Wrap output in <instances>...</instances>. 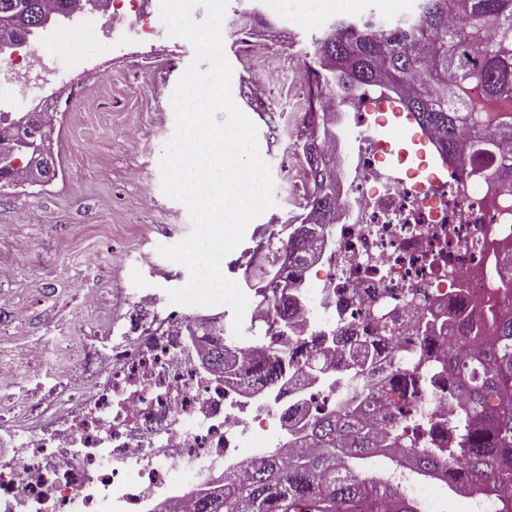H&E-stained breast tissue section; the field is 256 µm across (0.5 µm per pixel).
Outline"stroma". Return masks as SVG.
<instances>
[{
	"instance_id": "35a3bbf8",
	"label": "stroma",
	"mask_w": 512,
	"mask_h": 512,
	"mask_svg": "<svg viewBox=\"0 0 512 512\" xmlns=\"http://www.w3.org/2000/svg\"><path fill=\"white\" fill-rule=\"evenodd\" d=\"M414 7L415 0H229L226 15L246 24L254 12H263L268 20L263 28L268 46L276 55L297 60L312 52L313 38L327 28L332 14L367 15L394 8L409 14ZM223 49L232 67L236 105L243 109L254 99L269 106V116L258 124L257 132L276 201L249 223L242 243L221 262L222 274L238 283L242 270L237 260L255 248L260 230L272 219L283 224L289 219L283 201L290 190L285 168L293 141L280 128L288 125L302 135L307 129L289 74L272 82L262 72H243L233 31H225ZM194 57V47L187 43L178 65L159 63L149 71L129 62L113 65L108 82L90 78L85 123L72 129L59 127L54 134L53 156L57 163L68 165L67 182L49 193L38 185L22 191L0 190V302L8 300L30 312L26 322L14 325L9 340H0V361H12L16 350L27 345L52 350L58 326L80 311L84 278L94 279L101 290L99 315L82 324L85 336L118 314V287L133 293L149 288L163 299L168 290L187 284L188 269L157 254L159 246L176 244L192 229L186 206L163 195L159 163L175 129L171 96ZM155 70L168 78L159 95L151 93L147 84ZM132 124L141 130L135 142L125 137ZM133 164L141 169L142 184L157 193L160 206L156 210L139 208L141 184L125 176ZM146 251L156 254L154 267L140 265L139 255ZM117 255L126 265V276L119 282L112 279V260Z\"/></svg>"
}]
</instances>
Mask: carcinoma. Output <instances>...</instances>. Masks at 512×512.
Here are the masks:
<instances>
[{"label":"carcinoma","instance_id":"cac0c4a2","mask_svg":"<svg viewBox=\"0 0 512 512\" xmlns=\"http://www.w3.org/2000/svg\"><path fill=\"white\" fill-rule=\"evenodd\" d=\"M74 0H27V20L34 24L49 9L66 11ZM477 27L487 36L471 40L466 29ZM316 65H329L351 84L381 86L396 80L394 93L414 112L418 123L440 137L446 153L473 136V153L497 143L512 142V116L501 118L490 137L477 135L489 119L479 101L464 96L475 89L485 100L512 97V0H417L414 14L404 20L380 22L373 17L338 16L313 41ZM492 174L512 185V156L503 157ZM295 263L308 256L295 232L280 240ZM270 270L256 266L254 276L266 279L267 298L261 317L272 323L279 315L277 288ZM500 304L492 322V342H477L464 325L449 328L461 350L448 361V414L457 430L448 447L427 446L410 419L386 431L367 424V418L386 409L414 413V397L407 389L428 382V367L436 359L415 353L410 368L395 366L390 384L392 399L360 400L343 416H325L307 426L319 451L294 460L265 457L248 464L247 481L201 496L198 512H418L402 483L369 468L373 449L389 445L391 466L410 459V472L421 478L433 475L448 460L459 467L452 488L465 485L483 491L491 482L512 489V250L503 257ZM213 350L207 361L231 379L224 330H211ZM353 375L362 377L374 353L358 343L348 352ZM288 348L260 357L247 373L258 383L271 384L288 364Z\"/></svg>","mask_w":512,"mask_h":512}]
</instances>
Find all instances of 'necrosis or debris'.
Returning a JSON list of instances; mask_svg holds the SVG:
<instances>
[{
	"instance_id": "obj_1",
	"label": "necrosis or debris",
	"mask_w": 512,
	"mask_h": 512,
	"mask_svg": "<svg viewBox=\"0 0 512 512\" xmlns=\"http://www.w3.org/2000/svg\"><path fill=\"white\" fill-rule=\"evenodd\" d=\"M135 18L139 57H154L160 0H97L62 25L76 38H99L112 23ZM244 71L275 76L291 69L305 85L308 65L285 66L268 56L252 33L241 35ZM56 40L41 50L0 51V99L16 89V75L35 66L49 73ZM392 104L379 88L351 87L307 114L314 142L299 145L296 173L306 191L286 200L307 224L318 268L284 273L282 257L262 243L247 264L272 266L293 300L288 308L295 364L282 381L242 390L206 367L199 315L152 296L132 299L124 317L105 322L93 342L64 328L51 365L56 384L40 397L24 396L0 416V512H195L199 490L241 481L247 463L307 450L305 422L352 410L362 393L380 394L391 344L406 355L418 349L410 324L416 296L430 312L429 349L448 353V324L469 323L489 338V311L500 296V260L512 246V192L490 175L492 159L448 157L447 179L430 183L423 168L401 176L386 159L387 143L367 122L386 125ZM336 176V205L324 224H308V193L317 170ZM263 289L249 286L240 328L224 339L245 353L271 351L272 338L257 309ZM366 337L376 355L373 373L350 378L344 355L328 354V337ZM322 360L324 371L306 364ZM448 378L419 385L417 406L428 437H447ZM276 425H268L271 415ZM443 479L409 482L423 512H499L496 490L448 496Z\"/></svg>"
}]
</instances>
